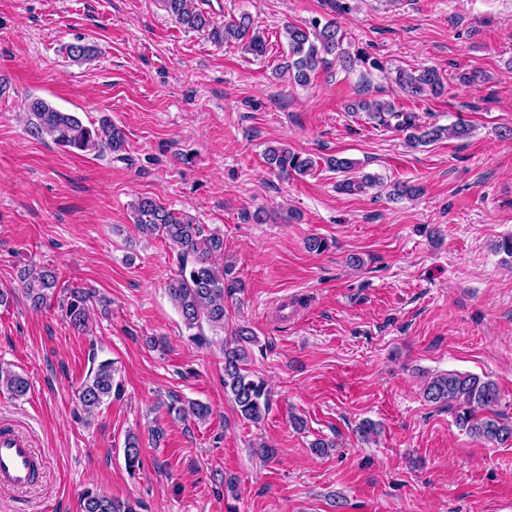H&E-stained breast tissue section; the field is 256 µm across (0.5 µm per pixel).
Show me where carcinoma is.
Masks as SVG:
<instances>
[{
	"instance_id": "1",
	"label": "carcinoma",
	"mask_w": 512,
	"mask_h": 512,
	"mask_svg": "<svg viewBox=\"0 0 512 512\" xmlns=\"http://www.w3.org/2000/svg\"><path fill=\"white\" fill-rule=\"evenodd\" d=\"M161 2L179 24L218 45L237 41L253 54L264 53L265 44L253 35L254 20L248 14L218 24L212 13L194 6L193 0ZM285 37L289 55L282 70L299 85L308 83L309 73L329 64L330 56L349 64L365 61L361 55L352 56L342 49L343 36L332 24L322 25L314 19L302 25L288 24ZM93 52L91 45L80 41L65 46L67 57L73 61L87 60ZM398 81L412 97L428 91L438 94L443 89L442 76L433 68H426L416 76L401 73ZM358 108L377 126L403 133L407 144L413 147L436 141L444 135L456 138L469 135V127L461 122L448 127H424L415 113L400 110L389 102L366 100L358 104ZM27 109L30 135L41 139L48 137L63 148L96 154L109 152L124 159L125 134L109 119L87 126L76 115L62 112L39 98L29 100ZM265 157L267 164L283 177L293 172L307 173L315 166L311 158L301 156L286 145L268 150ZM131 211L140 234L161 236L177 249L178 269L167 284V292L185 326L193 329L205 322L213 331L224 332L226 301L241 289L239 280L231 276L230 267L215 262V258L224 253V238L207 231L205 225L167 209L153 197H138L131 204ZM19 279L23 292L35 306L52 298L58 285L57 275L49 270L27 269ZM90 300L91 295L84 289H70L65 313L73 328H86ZM255 342L253 331L244 325L220 339L224 355V394L244 419L257 423L269 412L270 399L266 382L253 377L247 368L249 346ZM0 386L16 397L26 395L30 388L26 378L1 366ZM121 394L122 387L115 381L113 362L104 360L88 370L80 384L78 400L81 410L90 413ZM425 396L430 402L461 408L456 423L472 437L500 444L512 440V425L498 419L493 412L499 401V391L493 381L450 371L432 378L426 385ZM166 408L169 415L180 421L190 417L205 421L211 414L208 405L201 402L185 404L176 396ZM124 457L131 472L142 464L140 440L133 433L125 439ZM80 512H135V508L130 502L114 499L104 492L86 490L80 499Z\"/></svg>"
}]
</instances>
